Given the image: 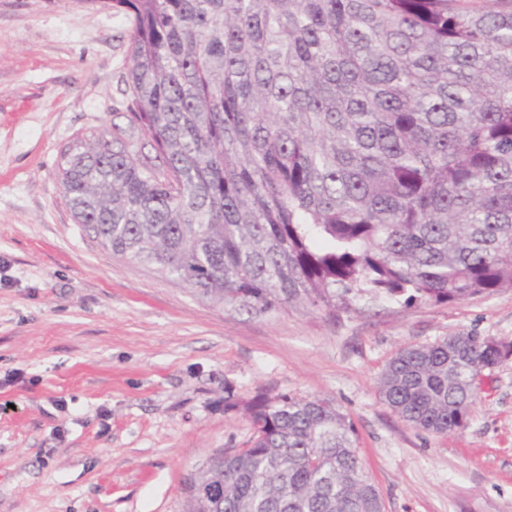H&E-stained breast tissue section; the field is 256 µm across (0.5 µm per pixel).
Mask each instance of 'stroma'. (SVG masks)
<instances>
[{
  "instance_id": "1",
  "label": "stroma",
  "mask_w": 512,
  "mask_h": 512,
  "mask_svg": "<svg viewBox=\"0 0 512 512\" xmlns=\"http://www.w3.org/2000/svg\"><path fill=\"white\" fill-rule=\"evenodd\" d=\"M128 28L83 0H0V512H184L187 473L252 437L226 392L260 389L349 415L384 512H512V355L447 435L376 391L410 344L473 332L512 348V289L255 315L76 223L58 164L78 137L127 126Z\"/></svg>"
}]
</instances>
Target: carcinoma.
Instances as JSON below:
<instances>
[{"instance_id":"cac0c4a2","label":"carcinoma","mask_w":512,"mask_h":512,"mask_svg":"<svg viewBox=\"0 0 512 512\" xmlns=\"http://www.w3.org/2000/svg\"><path fill=\"white\" fill-rule=\"evenodd\" d=\"M130 24V126L59 167L113 254L248 313L332 314L357 288L435 303L512 288V0H112ZM509 353L473 333L409 345L382 401L463 428ZM250 446L184 512H384L353 421L322 399L227 393Z\"/></svg>"}]
</instances>
